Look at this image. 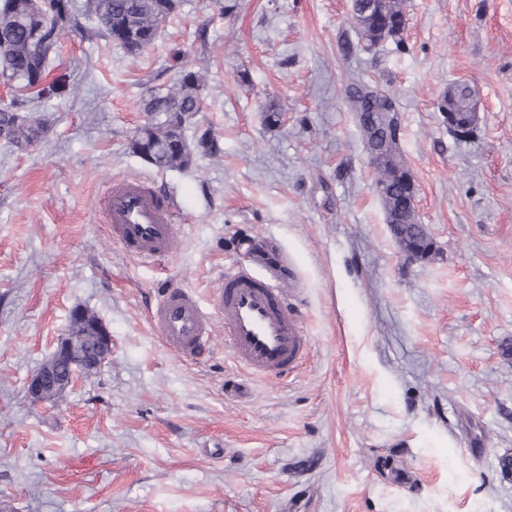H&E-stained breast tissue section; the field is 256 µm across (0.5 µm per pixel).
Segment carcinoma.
I'll return each mask as SVG.
<instances>
[{"label":"carcinoma","instance_id":"cac0c4a2","mask_svg":"<svg viewBox=\"0 0 512 512\" xmlns=\"http://www.w3.org/2000/svg\"><path fill=\"white\" fill-rule=\"evenodd\" d=\"M363 0H352L359 41L370 49L388 38L398 37L405 28L406 18L401 0H377L375 9L365 12ZM89 12L101 26L102 35L137 55L154 43L160 29L176 11L178 0H90ZM66 32L87 34V27L76 14L73 0H50L47 9L40 0H0V78L11 83L14 93L0 103V139L19 149L41 140L50 126L38 115V104L75 92L70 74L50 72L61 66V36ZM471 91L466 84L440 103L439 111L448 107L468 113ZM207 96L202 77L193 71H182L179 81L164 89L147 92L144 104L145 123L138 128L132 142L133 153L159 170L181 169L190 166L198 155H212L218 146L209 132L195 141L187 140L185 130L191 119L203 111ZM345 100L354 119L361 112H399L394 96L376 83L355 79L345 87ZM390 161L375 165L376 183L406 169L398 139L389 145ZM426 227L416 221L401 228L398 244L407 249L426 243ZM98 317L88 310L72 318L67 339L82 350L95 346ZM67 389L62 374H57L38 401L56 400Z\"/></svg>","mask_w":512,"mask_h":512}]
</instances>
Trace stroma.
Returning <instances> with one entry per match:
<instances>
[{
	"mask_svg": "<svg viewBox=\"0 0 512 512\" xmlns=\"http://www.w3.org/2000/svg\"><path fill=\"white\" fill-rule=\"evenodd\" d=\"M405 11L369 51L351 0H179L136 56L62 37L78 94L43 107L41 142L0 144V512H512V0ZM184 70L208 89L188 131L219 151L162 171L130 142L147 90ZM354 76L398 101L427 257L386 223L344 101ZM458 83L464 138L438 110ZM116 176L173 197L169 259L115 242L101 203ZM233 263L286 289L311 342L298 374L249 376L220 322L197 365L152 332L158 291L208 300ZM77 308L112 352L32 402Z\"/></svg>",
	"mask_w": 512,
	"mask_h": 512,
	"instance_id": "1",
	"label": "stroma"
}]
</instances>
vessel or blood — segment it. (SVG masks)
I'll return each mask as SVG.
<instances>
[{
  "label": "vessel or blood",
  "instance_id": "vessel-or-blood-1",
  "mask_svg": "<svg viewBox=\"0 0 512 512\" xmlns=\"http://www.w3.org/2000/svg\"><path fill=\"white\" fill-rule=\"evenodd\" d=\"M176 204L145 182L113 179L103 199V215L121 249L156 261L173 252L178 226ZM222 320L224 343L234 362L266 379L287 378L305 364L311 349L301 322L284 292L235 267L224 273L210 305L188 288L172 286L158 294L148 311L152 331L181 361L198 362L212 348L213 322Z\"/></svg>",
  "mask_w": 512,
  "mask_h": 512
}]
</instances>
